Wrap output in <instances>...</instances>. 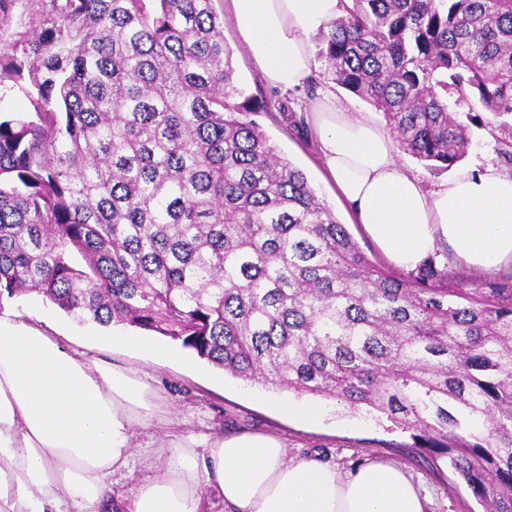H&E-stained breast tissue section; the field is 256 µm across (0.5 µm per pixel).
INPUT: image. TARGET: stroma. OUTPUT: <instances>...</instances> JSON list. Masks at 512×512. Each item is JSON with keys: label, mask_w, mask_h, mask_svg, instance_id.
I'll use <instances>...</instances> for the list:
<instances>
[{"label": "stroma", "mask_w": 512, "mask_h": 512, "mask_svg": "<svg viewBox=\"0 0 512 512\" xmlns=\"http://www.w3.org/2000/svg\"><path fill=\"white\" fill-rule=\"evenodd\" d=\"M224 41L233 50V65L247 94L257 98L270 94V86L259 79L254 62L232 23L224 25ZM288 101V112H263L258 115V122L278 151L306 174L316 194L332 209L337 220L345 224L365 255L373 262L384 263L383 254L361 225L353 222L349 208L337 195L335 184L320 167L317 143L306 121L313 95L302 89L289 96ZM507 141L512 143V115L486 112L481 124L471 125L470 145L452 170L433 173L403 152L398 160L418 176L424 188L431 190L463 171L478 174L491 168L512 175V160L501 153ZM0 311H13L25 317L40 315L52 336L83 357L138 369L162 405V413L135 426L129 464L111 478L114 498L130 499L140 481L158 473L162 449L173 446L182 437L203 441L218 435L261 433L284 439L292 459L316 456L342 470L354 469L374 459L395 463L427 488L430 512H482L471 491L449 471L445 459L414 453L410 432L395 427L383 415L363 410L354 412L344 403L322 398L318 401L323 410L321 418L313 421L289 418L277 410L278 402L288 399V392L229 376L217 379L215 368L199 360L184 368H174L148 358L131 344H117L111 351H103L99 339L111 335V328L91 322L78 323L37 294L2 299Z\"/></svg>", "instance_id": "35a3bbf8"}]
</instances>
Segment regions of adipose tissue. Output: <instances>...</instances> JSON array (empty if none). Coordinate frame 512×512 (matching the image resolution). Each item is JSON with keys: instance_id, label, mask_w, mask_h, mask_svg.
Returning a JSON list of instances; mask_svg holds the SVG:
<instances>
[{"instance_id": "ef3b65f1", "label": "adipose tissue", "mask_w": 512, "mask_h": 512, "mask_svg": "<svg viewBox=\"0 0 512 512\" xmlns=\"http://www.w3.org/2000/svg\"><path fill=\"white\" fill-rule=\"evenodd\" d=\"M260 79L281 91L312 74L313 35L345 0H226ZM320 161L354 221L395 267L413 271L448 247L490 271L512 263V176L464 174L433 191L398 163L392 136L346 116L330 93L311 114ZM147 385L131 368L79 357L34 322L0 315V512H110L108 478L125 467ZM163 476L144 480L126 512H201L214 492L228 512H428L430 499L399 466L340 470L292 460L275 436L242 434L198 450L168 449Z\"/></svg>"}]
</instances>
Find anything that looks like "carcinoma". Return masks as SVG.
Returning a JSON list of instances; mask_svg holds the SVG:
<instances>
[{"label":"carcinoma","mask_w":512,"mask_h":512,"mask_svg":"<svg viewBox=\"0 0 512 512\" xmlns=\"http://www.w3.org/2000/svg\"><path fill=\"white\" fill-rule=\"evenodd\" d=\"M326 80L446 170L467 119L512 114V0H352ZM0 298L129 324L265 388L411 431L485 512H512V276L410 277L360 249L254 116L224 0H0Z\"/></svg>","instance_id":"carcinoma-1"}]
</instances>
